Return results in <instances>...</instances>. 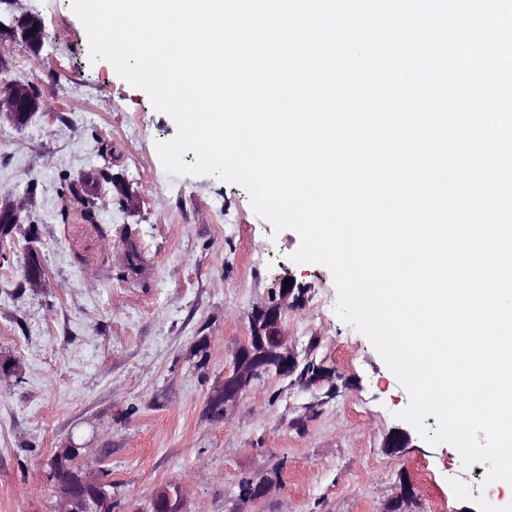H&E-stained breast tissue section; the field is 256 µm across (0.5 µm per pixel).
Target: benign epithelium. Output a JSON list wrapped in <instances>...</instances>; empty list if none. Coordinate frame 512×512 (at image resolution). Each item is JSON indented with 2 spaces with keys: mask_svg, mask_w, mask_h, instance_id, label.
<instances>
[{
  "mask_svg": "<svg viewBox=\"0 0 512 512\" xmlns=\"http://www.w3.org/2000/svg\"><path fill=\"white\" fill-rule=\"evenodd\" d=\"M41 22L38 16L28 14L16 21L13 32L21 42L31 49L38 48L42 37L38 36ZM38 103L37 94L30 85L19 81L0 79V120L6 119L17 127L25 125L28 113L23 107H34ZM26 281L35 286L42 278L41 268L34 255H28L24 264ZM308 289L293 282L289 286L279 283L278 294L274 301L256 305L251 313L249 336L238 348L231 370L224 372V379L212 388L209 406L229 419L232 408L239 401L243 391L253 380L258 369L270 362L279 365L278 375H283L285 367L298 362V354L287 343L282 327V313L287 308H298L306 301ZM411 442L410 434L403 429H394L386 437L384 448L390 453H398ZM80 456L78 448H60L49 460L47 479L55 485L59 495V512H88L86 494L95 491L100 496L101 506L110 503L107 494L109 483L99 464L86 463L85 471H77L74 478L63 481L59 478L65 469H72ZM415 494L401 490L400 495L389 500L382 512H413L411 505ZM181 487L168 485L159 489L149 503L148 508L140 512H183Z\"/></svg>",
  "mask_w": 512,
  "mask_h": 512,
  "instance_id": "7a95c632",
  "label": "benign epithelium"
}]
</instances>
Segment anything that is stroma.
I'll return each instance as SVG.
<instances>
[{"label": "stroma", "instance_id": "35a3bbf8", "mask_svg": "<svg viewBox=\"0 0 512 512\" xmlns=\"http://www.w3.org/2000/svg\"><path fill=\"white\" fill-rule=\"evenodd\" d=\"M70 4L0 0L6 77L43 99L25 127L0 123V204L22 202L35 235L0 263V359L20 365L0 377V512H57L43 471L70 444L109 470L112 512H139L174 484L184 512H381L405 475L416 480L415 512H512V496L484 487L486 465L464 466L451 445L417 435L385 451L408 394L337 316L330 271L292 261L299 235L275 231L241 186L164 169L156 144L175 136V121L110 62H90ZM29 13L46 34L36 53L9 30ZM130 241L144 260L136 274L124 260ZM31 248L43 269L34 287L23 275ZM287 272L309 288L305 306L283 318L288 342L335 379L263 374L228 421L214 420L208 396L253 307ZM264 478L275 482L270 494L241 498L242 481Z\"/></svg>", "mask_w": 512, "mask_h": 512}]
</instances>
